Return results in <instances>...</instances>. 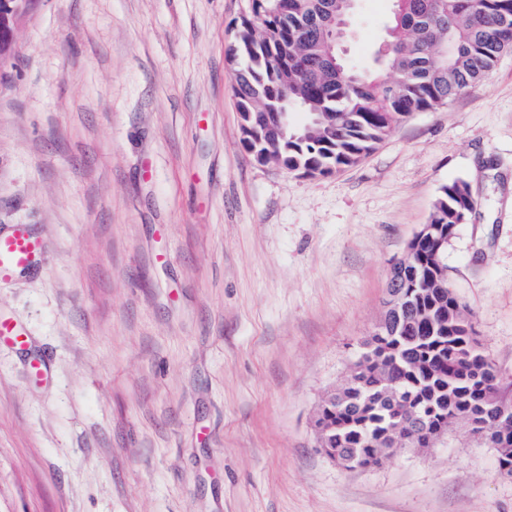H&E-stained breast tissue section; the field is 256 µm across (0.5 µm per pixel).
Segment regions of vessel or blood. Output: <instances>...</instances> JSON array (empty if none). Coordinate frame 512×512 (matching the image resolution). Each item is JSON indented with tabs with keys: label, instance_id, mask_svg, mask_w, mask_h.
Listing matches in <instances>:
<instances>
[{
	"label": "vessel or blood",
	"instance_id": "1",
	"mask_svg": "<svg viewBox=\"0 0 512 512\" xmlns=\"http://www.w3.org/2000/svg\"><path fill=\"white\" fill-rule=\"evenodd\" d=\"M48 257V240L32 225L0 226V282L41 268Z\"/></svg>",
	"mask_w": 512,
	"mask_h": 512
}]
</instances>
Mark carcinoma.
<instances>
[{"instance_id": "1", "label": "carcinoma", "mask_w": 512, "mask_h": 512, "mask_svg": "<svg viewBox=\"0 0 512 512\" xmlns=\"http://www.w3.org/2000/svg\"><path fill=\"white\" fill-rule=\"evenodd\" d=\"M346 0H250L254 23L236 26L230 55L240 64L237 72L238 112L251 113L257 131L242 139L250 153L263 148L264 112L274 108L267 100L274 93L286 99V111L324 112L329 115L312 135L279 140L281 166L305 176H325L359 163L387 135L389 121H404L415 112L447 105L461 92L482 84L500 56L512 50V0H481L474 11L470 0H401L387 26V42L393 50L377 55L378 69L349 85L338 75L324 72L320 57L335 18L348 13ZM448 44V65L432 67L434 49ZM476 207L468 186L454 181L441 187L431 213L433 224H457ZM465 338L423 336L405 330L385 339V345L362 343L356 363L357 382L350 397L352 409L330 407L325 423L332 446L355 448L360 465L368 466L375 452L374 440L398 425L394 414L374 388L375 377L384 373L395 381L394 389L407 406L433 423L448 418L437 401L448 382L442 370L463 381L464 400L477 404L490 389L512 387L510 381H494L480 371L482 356L458 360Z\"/></svg>"}]
</instances>
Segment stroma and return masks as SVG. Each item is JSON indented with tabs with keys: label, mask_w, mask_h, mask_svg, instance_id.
<instances>
[{
	"label": "stroma",
	"mask_w": 512,
	"mask_h": 512,
	"mask_svg": "<svg viewBox=\"0 0 512 512\" xmlns=\"http://www.w3.org/2000/svg\"><path fill=\"white\" fill-rule=\"evenodd\" d=\"M248 0H31L0 61V225L52 260L0 284V512H512L465 428L365 470L314 419L380 320L441 186L477 202L448 283L512 378V52L358 165L306 178L242 145L228 45ZM391 0L344 44L374 66ZM50 365L45 383L29 362Z\"/></svg>",
	"instance_id": "35a3bbf8"
}]
</instances>
